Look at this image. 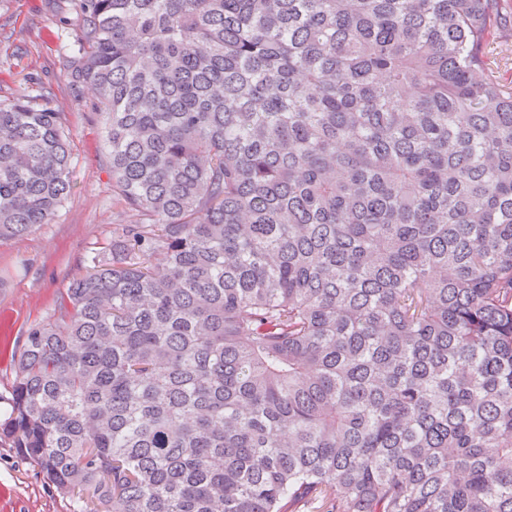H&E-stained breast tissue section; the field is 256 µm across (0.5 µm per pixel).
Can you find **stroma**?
I'll list each match as a JSON object with an SVG mask.
<instances>
[{
	"label": "stroma",
	"instance_id": "1",
	"mask_svg": "<svg viewBox=\"0 0 512 512\" xmlns=\"http://www.w3.org/2000/svg\"><path fill=\"white\" fill-rule=\"evenodd\" d=\"M58 12L45 0H0V92L41 96L62 112L75 187L55 219L0 241V415L14 378L13 354L48 317L100 243L127 217L112 200L104 126L91 98H78L62 66ZM0 512H77L37 467L0 440Z\"/></svg>",
	"mask_w": 512,
	"mask_h": 512
}]
</instances>
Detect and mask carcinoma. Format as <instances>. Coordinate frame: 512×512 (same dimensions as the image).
Wrapping results in <instances>:
<instances>
[{"label": "carcinoma", "mask_w": 512, "mask_h": 512, "mask_svg": "<svg viewBox=\"0 0 512 512\" xmlns=\"http://www.w3.org/2000/svg\"><path fill=\"white\" fill-rule=\"evenodd\" d=\"M131 217L13 357L78 512H512V0H65ZM73 189L0 99V240Z\"/></svg>", "instance_id": "cac0c4a2"}]
</instances>
